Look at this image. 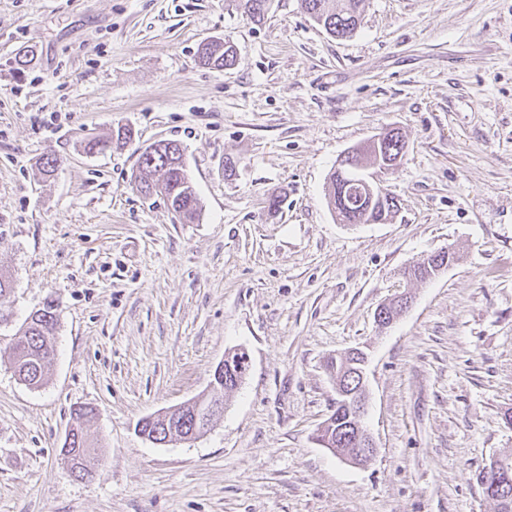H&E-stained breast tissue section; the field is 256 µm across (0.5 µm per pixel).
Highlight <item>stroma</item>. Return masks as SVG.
I'll use <instances>...</instances> for the list:
<instances>
[{
	"mask_svg": "<svg viewBox=\"0 0 512 512\" xmlns=\"http://www.w3.org/2000/svg\"><path fill=\"white\" fill-rule=\"evenodd\" d=\"M214 38L231 68L198 64ZM124 125L131 141L84 151ZM389 128L406 141L379 175L396 213L337 223V160ZM158 140L185 149L198 222L135 189ZM448 249L433 280L404 277ZM0 274V512H497L477 475L512 452V0H366L342 39L299 0L260 25L233 0H0ZM49 297L34 388L7 349ZM355 347L376 445L361 465L315 440L336 400L324 364ZM235 349L249 370L207 433H138ZM81 406L85 480L61 456Z\"/></svg>",
	"mask_w": 512,
	"mask_h": 512,
	"instance_id": "1",
	"label": "stroma"
}]
</instances>
